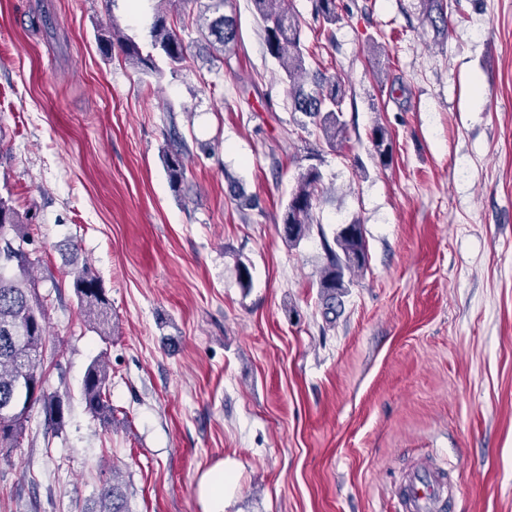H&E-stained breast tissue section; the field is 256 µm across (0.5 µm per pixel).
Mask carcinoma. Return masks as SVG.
I'll list each match as a JSON object with an SVG mask.
<instances>
[{
	"instance_id": "cac0c4a2",
	"label": "carcinoma",
	"mask_w": 512,
	"mask_h": 512,
	"mask_svg": "<svg viewBox=\"0 0 512 512\" xmlns=\"http://www.w3.org/2000/svg\"><path fill=\"white\" fill-rule=\"evenodd\" d=\"M199 4L193 18L196 30L204 37L219 59L232 52L238 42V20L226 13L229 0H194ZM287 0H250L263 25L269 56L275 60L288 86L291 110L309 119L319 130L322 144L331 152L346 142V125L342 120L346 97L344 82L320 70L310 71V53L301 39L300 18ZM424 20L435 32L448 31V14L444 0H419ZM314 20L322 22L327 39L333 40L332 26L339 21L336 0H314ZM153 48L177 67L185 60L180 34L168 20L167 13H157L151 27ZM106 48L116 45L124 59L143 69H154L150 56H144L134 43L112 29L104 39ZM171 148L164 152L169 182L180 190L185 179L184 159L189 146L175 128H170ZM377 157L387 162L392 157V143L386 128L371 132ZM323 176L316 164L299 174L281 215V236L295 246L310 233L314 224L313 209L322 193ZM34 235L33 225L24 221L12 204L11 197L0 195V459L19 447L28 430L30 413L40 405L46 421L53 427L64 423V408L58 395L46 387L45 352L47 310L39 293L40 280L35 269L40 260L26 248ZM327 262L320 272L317 288L325 302L326 313H336V299L346 293L350 280L346 276L364 269L367 252L361 224L354 220L344 225L333 243H324ZM72 288L88 323L101 336L112 335L111 308L93 270L86 264L75 269ZM109 365L102 356L88 367L81 394L87 410L103 427L112 425V404L108 395ZM101 508L97 512H129L127 500L117 475L106 479L98 491Z\"/></svg>"
}]
</instances>
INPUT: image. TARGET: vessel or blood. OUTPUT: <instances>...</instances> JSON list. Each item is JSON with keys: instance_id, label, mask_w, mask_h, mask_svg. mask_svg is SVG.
Returning <instances> with one entry per match:
<instances>
[{"instance_id": "vessel-or-blood-1", "label": "vessel or blood", "mask_w": 512, "mask_h": 512, "mask_svg": "<svg viewBox=\"0 0 512 512\" xmlns=\"http://www.w3.org/2000/svg\"><path fill=\"white\" fill-rule=\"evenodd\" d=\"M455 498L447 466L428 464L408 475L395 495L396 512H452Z\"/></svg>"}]
</instances>
